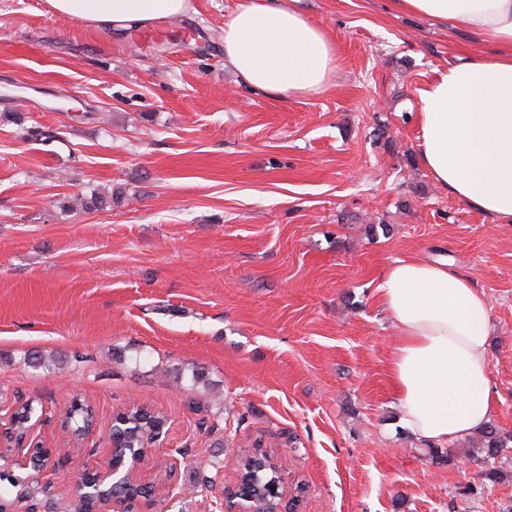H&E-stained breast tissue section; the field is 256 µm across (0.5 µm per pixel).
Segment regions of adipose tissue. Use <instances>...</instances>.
I'll return each instance as SVG.
<instances>
[{
	"instance_id": "obj_1",
	"label": "adipose tissue",
	"mask_w": 512,
	"mask_h": 512,
	"mask_svg": "<svg viewBox=\"0 0 512 512\" xmlns=\"http://www.w3.org/2000/svg\"><path fill=\"white\" fill-rule=\"evenodd\" d=\"M51 8L126 38L183 15L189 0H49ZM396 14L464 27L492 50L468 53L418 89L419 158L449 196L498 224L512 223V0H390ZM224 63L244 84L287 100L324 91L339 58L323 28L288 0H241L224 21ZM396 332L389 373L400 421L444 443L492 419L490 309L454 265L394 259L378 287Z\"/></svg>"
}]
</instances>
